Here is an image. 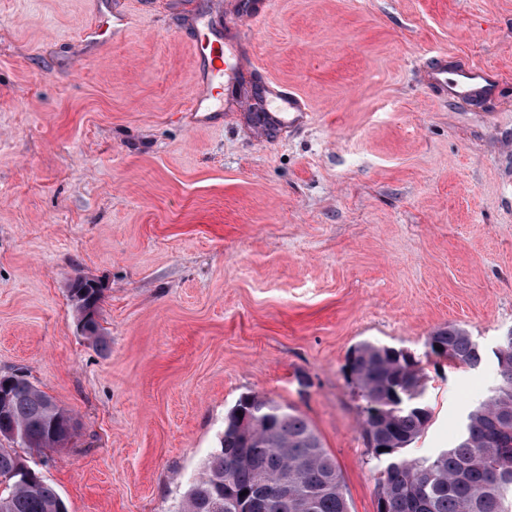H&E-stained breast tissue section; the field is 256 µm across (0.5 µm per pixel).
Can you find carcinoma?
<instances>
[{
    "instance_id": "1",
    "label": "carcinoma",
    "mask_w": 512,
    "mask_h": 512,
    "mask_svg": "<svg viewBox=\"0 0 512 512\" xmlns=\"http://www.w3.org/2000/svg\"><path fill=\"white\" fill-rule=\"evenodd\" d=\"M68 294L78 320L101 305L70 280ZM427 355L456 367L482 365L486 349L466 329L448 325L428 340ZM509 362L497 368V386L472 406L453 445L430 456L408 453L432 419L420 361L365 341L348 353L344 369L364 402L362 433L383 468L377 512H512V344L495 355ZM8 380L12 410L0 418V439L41 451L71 439L69 412L49 400L23 375ZM10 448L0 446V512H67L58 492L43 479L28 482ZM245 502L263 493L251 512H350L336 459L323 447L308 419L272 399L246 395L224 418L220 448L205 462L185 496L181 512H219L211 490ZM248 494H243V491Z\"/></svg>"
}]
</instances>
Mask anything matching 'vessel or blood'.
I'll return each mask as SVG.
<instances>
[{
    "instance_id": "vessel-or-blood-1",
    "label": "vessel or blood",
    "mask_w": 512,
    "mask_h": 512,
    "mask_svg": "<svg viewBox=\"0 0 512 512\" xmlns=\"http://www.w3.org/2000/svg\"><path fill=\"white\" fill-rule=\"evenodd\" d=\"M242 46L241 38L237 37L225 40L220 46L210 42L198 49L202 67L197 76V90L191 99L192 111H200L203 101L213 96L216 80L221 79L228 84L233 82ZM426 82L437 93L459 101L482 102L495 97L498 92L497 81L490 71L459 58L451 61L438 58L429 69ZM268 93L279 102L278 110L268 113V124L293 125L307 116L309 104L300 93L278 82L269 86Z\"/></svg>"
}]
</instances>
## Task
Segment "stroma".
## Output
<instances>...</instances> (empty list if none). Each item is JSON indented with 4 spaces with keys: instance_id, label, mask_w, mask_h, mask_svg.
I'll return each instance as SVG.
<instances>
[{
    "instance_id": "obj_1",
    "label": "stroma",
    "mask_w": 512,
    "mask_h": 512,
    "mask_svg": "<svg viewBox=\"0 0 512 512\" xmlns=\"http://www.w3.org/2000/svg\"><path fill=\"white\" fill-rule=\"evenodd\" d=\"M0 0V375L70 411L63 448L17 454L68 512H178L224 416L258 394L299 410L376 512L381 463L345 371L372 341L421 359L449 447L494 359H425L455 324L512 329V0ZM124 27L103 41L88 28ZM209 37H245L234 108L187 111ZM491 71L473 107L423 81L436 57ZM301 93L271 130L249 85ZM103 285L94 342L67 292Z\"/></svg>"
}]
</instances>
